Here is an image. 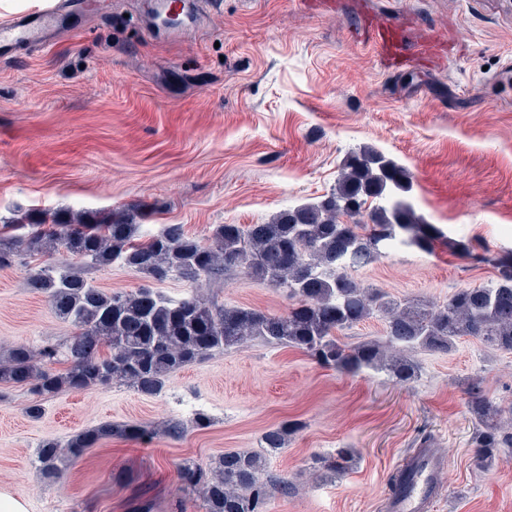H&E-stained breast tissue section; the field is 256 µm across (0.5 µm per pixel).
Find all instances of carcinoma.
<instances>
[{"mask_svg": "<svg viewBox=\"0 0 512 512\" xmlns=\"http://www.w3.org/2000/svg\"><path fill=\"white\" fill-rule=\"evenodd\" d=\"M409 192L406 170L363 146L346 158L336 188L323 200L292 206L265 224H217L207 243L180 224L146 236L122 211L83 210L49 220L25 216L21 221L31 227L29 236L0 235V268L25 259L29 287L76 332L62 352L9 348L0 358V384L28 387L35 400L26 413L37 418L40 399L66 388L115 383L155 396L184 367L255 339L297 349L322 367L386 372L401 383L417 378V353L450 352L465 338L512 353V256L492 260L494 276L486 284L458 288L442 303L397 299L351 274L382 257L392 243L428 254L442 244L463 258L489 261L472 244L448 237L417 214ZM370 198L377 205L364 215ZM60 250L68 254L67 263L46 262ZM114 263L148 281L178 279L192 287L221 283L239 272L286 293L293 304L285 312L269 313L220 304L196 291L172 300L145 284L108 292L85 277L88 267ZM377 317L385 322L382 338L356 344L342 340L344 331ZM62 357L66 369L50 368ZM481 382L476 375L465 383L473 422L470 447L478 464L491 467L512 448V432L503 423L505 417L512 423V406L493 402ZM302 427L297 420L270 427L262 435V453L226 451L207 468L187 459L180 469L182 483L201 494L205 512H265L267 456L285 448ZM140 434L135 424H100L75 435L64 448L42 443L37 461L46 476L57 477L98 442ZM354 462L348 448L316 460L334 477Z\"/></svg>", "mask_w": 512, "mask_h": 512, "instance_id": "cac0c4a2", "label": "carcinoma"}]
</instances>
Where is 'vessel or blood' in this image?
<instances>
[{
    "label": "vessel or blood",
    "mask_w": 512,
    "mask_h": 512,
    "mask_svg": "<svg viewBox=\"0 0 512 512\" xmlns=\"http://www.w3.org/2000/svg\"><path fill=\"white\" fill-rule=\"evenodd\" d=\"M95 0H43L41 6L17 14L0 23V53L9 54L30 46H48L55 41L63 23L73 14L92 10ZM376 44L386 60L397 67L427 55V48L391 43L381 27H374ZM413 475L397 495L386 499V512H429L439 495V475L445 466L443 456L432 448H421L413 461Z\"/></svg>",
    "instance_id": "vessel-or-blood-1"
}]
</instances>
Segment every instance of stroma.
I'll list each match as a JSON object with an SVG mask.
<instances>
[{
    "label": "stroma",
    "mask_w": 512,
    "mask_h": 512,
    "mask_svg": "<svg viewBox=\"0 0 512 512\" xmlns=\"http://www.w3.org/2000/svg\"><path fill=\"white\" fill-rule=\"evenodd\" d=\"M177 30L153 0H104L69 19L56 41L0 56V225L19 214L130 213L208 241L217 224H263L321 200L347 152L363 145L410 174V200L447 236L483 246L487 262L405 247L356 279L397 298L439 303L486 283L491 258L512 252V0H187ZM379 19L433 49L427 65L388 67L366 36ZM227 305L287 310L285 293L243 274L204 285ZM74 327L27 284L23 262L0 269V355L13 344H64ZM409 383L348 374L304 353L252 341L167 380L155 396L124 385L65 391L27 416L30 394L0 385V489L27 512H205L179 465L257 451L269 427L302 422L269 458L287 482L267 512H383L390 476L421 443L448 466L431 512H512V460L479 468L461 379L481 376L512 405V354L464 340L421 352ZM211 419L196 428L197 413ZM177 419L186 432L158 433ZM104 422L143 427L86 449L61 478L36 461ZM352 449L355 466L322 476L317 457Z\"/></svg>",
    "instance_id": "stroma-1"
}]
</instances>
